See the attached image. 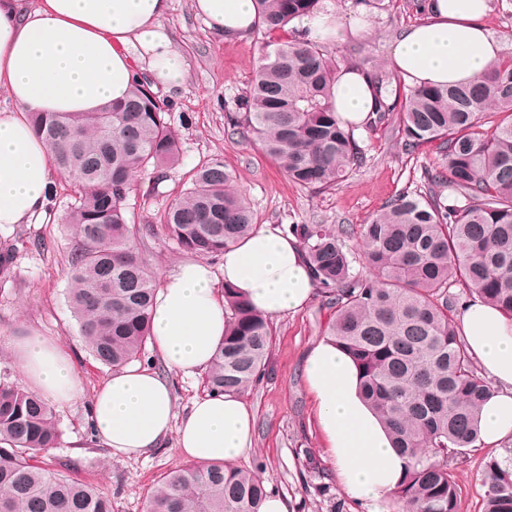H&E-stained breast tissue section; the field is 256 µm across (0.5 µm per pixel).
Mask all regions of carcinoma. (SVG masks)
<instances>
[{
  "instance_id": "cac0c4a2",
  "label": "carcinoma",
  "mask_w": 512,
  "mask_h": 512,
  "mask_svg": "<svg viewBox=\"0 0 512 512\" xmlns=\"http://www.w3.org/2000/svg\"><path fill=\"white\" fill-rule=\"evenodd\" d=\"M262 52L231 117L232 132L256 146L302 188L338 185L363 159L353 123L336 119L338 69L297 24L323 0H255ZM398 112L405 146L433 143L438 190L402 192L369 223L329 231L295 224L323 305L327 334L356 362L360 393L404 460L393 493L403 512H459L450 460L475 447L478 415L492 394L460 338L456 303L474 293L512 318V53L468 84L394 90L376 102L378 121ZM167 105L145 76L129 96L91 113L33 112L36 135L65 173L75 203L68 303L82 342L99 364L141 360L151 340L155 274L136 247L127 201L132 177L157 181L180 160ZM232 174L214 159L163 216L178 248L219 255L257 229ZM450 190V196L443 194ZM362 240L365 271H353L346 239ZM228 329L211 366V392L241 394L268 367L269 318L224 289ZM60 432L50 401L0 379V512H112V499L45 462ZM483 512H512V446L484 463ZM259 475L222 462L166 472L145 512H260Z\"/></svg>"
}]
</instances>
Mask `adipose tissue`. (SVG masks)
I'll list each match as a JSON object with an SVG mask.
<instances>
[{
	"label": "adipose tissue",
	"instance_id": "ef3b65f1",
	"mask_svg": "<svg viewBox=\"0 0 512 512\" xmlns=\"http://www.w3.org/2000/svg\"><path fill=\"white\" fill-rule=\"evenodd\" d=\"M171 0H0V228L45 215L53 186L48 147L34 133L33 112H93L123 101L140 71L171 90L186 74L183 55L164 25ZM215 33L234 36L257 21L255 0H192ZM488 0H430L428 21L390 47L403 83H470L505 50L482 19ZM377 90L351 67L336 78L339 117L356 124L372 114ZM223 275L202 260H186L164 275L156 291L151 340L166 370L185 377L207 369L224 338L227 315L220 287L235 289L270 318L297 310L316 283L299 240L263 227L225 249ZM456 321L481 374L496 393L479 413L480 443L493 448L512 437V320L474 295ZM25 383L54 402L80 390L70 356L32 330L11 339ZM327 456L346 494L374 507L396 490L404 462L359 392V369L333 341L313 347L305 363ZM93 437L115 456H139L175 435L183 457L201 465L231 464L252 444L255 420L242 398L209 393L177 417L163 373L133 362L114 370L89 407Z\"/></svg>",
	"mask_w": 512,
	"mask_h": 512
}]
</instances>
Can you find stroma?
<instances>
[{
  "label": "stroma",
  "instance_id": "obj_1",
  "mask_svg": "<svg viewBox=\"0 0 512 512\" xmlns=\"http://www.w3.org/2000/svg\"><path fill=\"white\" fill-rule=\"evenodd\" d=\"M427 2L325 0L327 11L349 23L325 46L339 67L392 73L389 47L406 29L428 20ZM165 25L187 66L181 87L158 92L171 108L181 160L167 169L163 182H155L149 172L137 176L129 198V216L144 229L137 245L155 274L172 271L188 258L166 237L160 215L187 188L194 169L215 158L223 160L235 189L247 196L257 225L279 230L292 224H323L332 230L364 224L395 195L430 190L427 173L442 160L429 145L406 150L395 113L385 123L355 130L363 160L341 184L299 188L261 151L228 131L235 101L260 57L256 35L216 34L195 16L190 0H172ZM71 203L64 177L54 175L47 219L16 225L0 235L15 247L10 272L0 274V370L9 369L10 381L20 382L9 348L12 337L37 330L58 338L73 358L82 396L56 406L61 445L52 449L48 463L111 496L113 512H143L148 491L185 459L172 438L161 448L133 457L111 455L91 439L88 405L112 370L94 362L83 346L67 300L72 233L64 216ZM327 315L317 293L298 311L274 319L268 371L241 395L254 414L255 430L251 448L235 466L259 474L267 488L287 500L290 512H371V504L350 499L337 481L305 383V358L324 340ZM488 455L478 447L456 461L461 512L482 510L481 478Z\"/></svg>",
  "mask_w": 512,
  "mask_h": 512
}]
</instances>
